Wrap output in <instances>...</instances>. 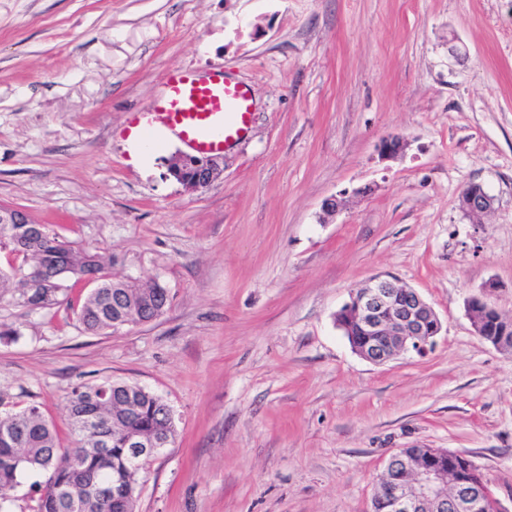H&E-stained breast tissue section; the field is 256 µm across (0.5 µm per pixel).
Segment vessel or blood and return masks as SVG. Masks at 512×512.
<instances>
[{
	"label": "vessel or blood",
	"instance_id": "b4317fda",
	"mask_svg": "<svg viewBox=\"0 0 512 512\" xmlns=\"http://www.w3.org/2000/svg\"><path fill=\"white\" fill-rule=\"evenodd\" d=\"M248 87L216 74L198 77L193 71L170 69L165 94L152 112L133 115L130 126H163L196 152L213 154L243 137L251 121Z\"/></svg>",
	"mask_w": 512,
	"mask_h": 512
}]
</instances>
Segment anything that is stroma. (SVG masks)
<instances>
[{
    "instance_id": "obj_1",
    "label": "stroma",
    "mask_w": 512,
    "mask_h": 512,
    "mask_svg": "<svg viewBox=\"0 0 512 512\" xmlns=\"http://www.w3.org/2000/svg\"><path fill=\"white\" fill-rule=\"evenodd\" d=\"M175 67L253 101L193 194L166 176L180 145L147 167L126 148ZM472 183L494 198L477 219ZM0 205L169 290L160 319L102 335L72 280L47 308L0 298L20 330L0 397L39 405L62 446L79 384L171 406L136 512H370L388 456L417 447L466 454L512 512V351L471 317L483 295L512 319V0H0ZM382 273L437 312L427 356L376 365L337 328ZM493 198L478 183L469 184L461 196V208L471 217H479L493 207Z\"/></svg>"
}]
</instances>
